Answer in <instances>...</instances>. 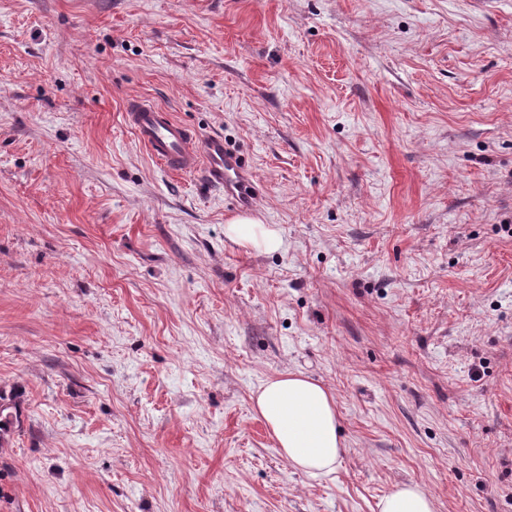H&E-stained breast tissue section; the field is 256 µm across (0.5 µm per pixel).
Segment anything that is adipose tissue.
I'll list each match as a JSON object with an SVG mask.
<instances>
[{"label":"adipose tissue","instance_id":"ef3b65f1","mask_svg":"<svg viewBox=\"0 0 512 512\" xmlns=\"http://www.w3.org/2000/svg\"><path fill=\"white\" fill-rule=\"evenodd\" d=\"M224 234L259 253L274 252L282 246L279 232L255 217L229 220ZM253 401L292 468L314 476L336 471L344 447L336 397L328 387L303 373L284 371L262 382ZM376 508L377 512H436L433 496L414 482L395 485L379 499Z\"/></svg>","mask_w":512,"mask_h":512}]
</instances>
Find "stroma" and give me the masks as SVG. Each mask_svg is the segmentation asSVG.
Wrapping results in <instances>:
<instances>
[{
  "label": "stroma",
  "mask_w": 512,
  "mask_h": 512,
  "mask_svg": "<svg viewBox=\"0 0 512 512\" xmlns=\"http://www.w3.org/2000/svg\"><path fill=\"white\" fill-rule=\"evenodd\" d=\"M223 137L251 216L155 163ZM336 395V472L251 395ZM0 512H512V0H0ZM124 119L151 158L164 168L191 174L204 169L211 183L224 188V198L237 208L252 204L250 176L242 158L224 147V139L198 138L156 103L130 100ZM224 235L240 246L259 253H270L282 247L279 232L255 217H236L224 226ZM376 508L377 512H436L434 497L414 482L395 485Z\"/></svg>",
  "instance_id": "obj_1"
}]
</instances>
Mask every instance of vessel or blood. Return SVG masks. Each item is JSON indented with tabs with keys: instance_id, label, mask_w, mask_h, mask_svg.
<instances>
[{
	"instance_id": "b4317fda",
	"label": "vessel or blood",
	"mask_w": 512,
	"mask_h": 512,
	"mask_svg": "<svg viewBox=\"0 0 512 512\" xmlns=\"http://www.w3.org/2000/svg\"><path fill=\"white\" fill-rule=\"evenodd\" d=\"M124 119L155 162L178 173L204 170L211 183L223 188L226 200L240 208L251 205L246 165L225 148L222 137L198 138L164 107L144 99L130 100Z\"/></svg>"
}]
</instances>
